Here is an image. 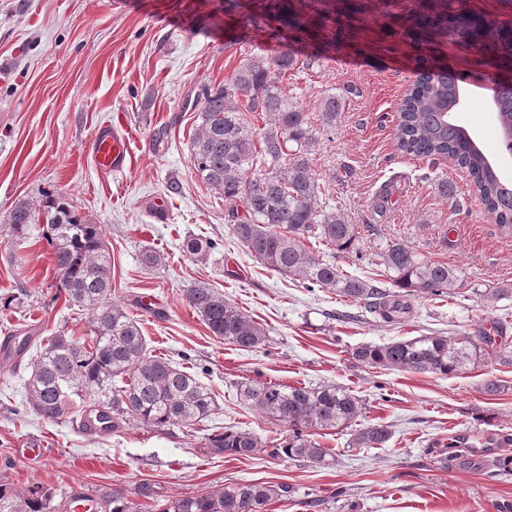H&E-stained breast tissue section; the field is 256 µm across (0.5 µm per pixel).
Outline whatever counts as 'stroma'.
<instances>
[{"instance_id":"stroma-1","label":"stroma","mask_w":512,"mask_h":512,"mask_svg":"<svg viewBox=\"0 0 512 512\" xmlns=\"http://www.w3.org/2000/svg\"><path fill=\"white\" fill-rule=\"evenodd\" d=\"M263 0H245L228 13L224 0H0V298L23 295V309L0 306V338L24 331L86 335L88 312L68 306L55 287L52 248L45 239L13 240L7 217L21 201L62 193L79 213L100 224L114 261L112 295L136 318L153 354L170 359L211 387L218 406L194 428H150L128 421L108 435L84 433L78 422L48 423L17 414L26 370L0 371V484L18 493L34 483L56 497L101 488L134 491L154 484L160 500L217 489L236 480L285 483L288 499L266 512H512V470L469 468L464 449L448 447L451 432L468 429L506 438L512 457V294L498 301L489 288L512 291V231L490 218L465 173L444 159L401 152L396 112L415 79V58L428 54L464 76L457 119L479 148L512 180V153L501 134L486 78L512 75V46L496 57L437 36L416 44L408 20L425 0H294L301 16L325 19L319 38L287 45L251 37L246 19ZM437 10L473 12L512 24V0H437ZM341 48L330 51V38ZM292 51L313 65L289 77L286 91L306 111L336 97L332 127L318 128L312 169L323 193L361 227L358 254L332 261L366 276L390 241L456 268L454 297H408L410 311L387 323L345 302L335 291L304 288L266 268L237 242L224 219V201L191 172L198 120L183 109L201 83L219 84L247 54ZM112 122L130 140L127 166L102 174L88 153L95 128ZM452 184L441 194V182ZM203 237L216 247L203 257L184 250ZM156 250L165 260L145 266ZM205 282L267 334L242 350L213 336L189 307L185 291ZM156 300L141 306L143 297ZM504 331L479 363L440 375L371 369L353 350L423 335L457 337ZM330 384L359 397L354 423L327 430L321 440L334 465L259 454L236 460L213 456L205 439L237 426L262 439L282 437L272 423L239 403L240 383ZM496 391H488V384ZM372 425L391 440L356 448L352 438ZM38 445L30 460L21 448Z\"/></svg>"}]
</instances>
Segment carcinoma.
Instances as JSON below:
<instances>
[{
	"mask_svg": "<svg viewBox=\"0 0 512 512\" xmlns=\"http://www.w3.org/2000/svg\"><path fill=\"white\" fill-rule=\"evenodd\" d=\"M279 25L253 30L267 40L300 42L309 36L306 21L288 9V0H272ZM410 35L419 40L430 29L458 41L483 45L489 31L511 45L512 27H490L476 14L445 12L412 18ZM286 51L277 57L250 55L229 79L201 88L186 106L197 112L199 129L191 144V169L198 181L224 198L225 218L233 236L264 266L307 288H330L336 295L361 302L387 322L407 309L405 297L454 295L458 271L431 261L403 243L392 241L379 253L381 277L347 272L306 242L314 239L336 252L350 253L359 240L358 226L323 197L314 177L311 151L314 121L330 126L340 108L334 97L321 100L318 115L295 105L284 86L288 73L310 67ZM416 79L397 112L395 137L399 149L418 158L449 159L467 177L473 193L495 223L512 229V182L500 178L486 155L466 131L448 120L459 92L460 77L447 66L416 59ZM496 110L503 145L512 152V82H496ZM262 125L255 126L254 120ZM41 236L53 247L59 276L57 288L73 307L91 312L90 334L59 332L45 340L22 339L19 354L39 343L28 362L25 399L28 410L49 422H65L79 414H97L102 432H112L133 419L146 427L195 426L217 408L216 395L165 357L152 354L140 323L111 300L112 261L100 225L80 217L59 195H47L34 208L17 204L9 214L12 238ZM185 298L209 331L242 349L266 340L262 325L224 299L206 283L186 290ZM496 344L490 336H417L384 344H363L353 351L359 363L385 370L441 375L463 370ZM240 401L274 422L288 425L284 439L264 441L253 432L231 426L206 438L212 455L252 458L268 449L272 458H288L318 466L334 464L332 449L314 438V431L345 427L363 410L362 401L333 385L318 387L251 381L237 390ZM391 437L379 425L358 431L355 448H379ZM128 498L120 488L103 489L95 497L99 512H138L152 507L153 486L139 484ZM288 496V485L236 483L187 494L162 512H266L270 502ZM55 494L34 487L16 502L14 512H71V503L54 502Z\"/></svg>",
	"mask_w": 512,
	"mask_h": 512,
	"instance_id": "carcinoma-1",
	"label": "carcinoma"
}]
</instances>
